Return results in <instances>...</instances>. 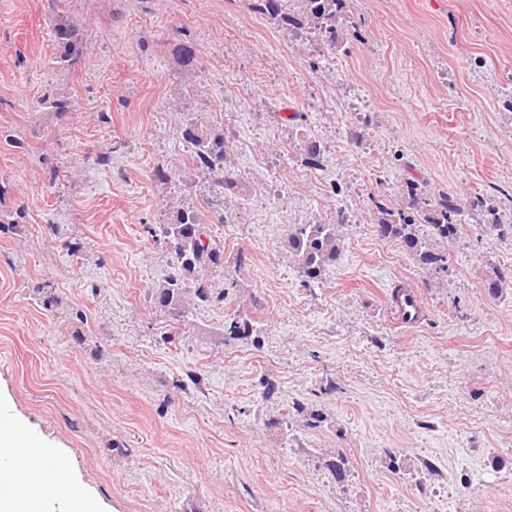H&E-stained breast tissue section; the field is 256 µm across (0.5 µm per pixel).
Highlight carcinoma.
Segmentation results:
<instances>
[{"mask_svg": "<svg viewBox=\"0 0 512 512\" xmlns=\"http://www.w3.org/2000/svg\"><path fill=\"white\" fill-rule=\"evenodd\" d=\"M260 13L279 25L303 29L310 27L328 34L329 45H336V24L342 17L343 0H259ZM54 37L61 53L57 63L64 68L74 66L80 59L85 41L79 26L67 15L55 16ZM181 137L193 147L195 166L211 177V187L219 193H234L238 189L237 172L224 164V141L208 135L196 124L185 127ZM484 206L453 196L431 198L414 186L407 188V203L403 208H390L375 203L379 214L378 228L382 236L399 243L417 258L420 264L436 270L448 268V253L430 247L429 241H446L459 230L458 216L466 209ZM25 207L0 215V236L13 232L25 218ZM161 236L167 239L177 256L178 266L164 283L151 292L154 303L171 313H180L189 302L207 304L224 300L225 292L213 293L203 277L210 265H218L224 251L216 246L208 227L192 207L177 211L169 224L159 225ZM341 239L334 224H298L289 236V247L297 258L305 277L320 279L325 267L336 261ZM257 331L251 320L232 316L224 322V344L253 335Z\"/></svg>", "mask_w": 512, "mask_h": 512, "instance_id": "1", "label": "carcinoma"}]
</instances>
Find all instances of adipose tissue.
I'll use <instances>...</instances> for the list:
<instances>
[{
	"label": "adipose tissue",
	"mask_w": 512,
	"mask_h": 512,
	"mask_svg": "<svg viewBox=\"0 0 512 512\" xmlns=\"http://www.w3.org/2000/svg\"><path fill=\"white\" fill-rule=\"evenodd\" d=\"M6 404L0 395V512H110L62 449L22 430Z\"/></svg>",
	"instance_id": "obj_1"
}]
</instances>
